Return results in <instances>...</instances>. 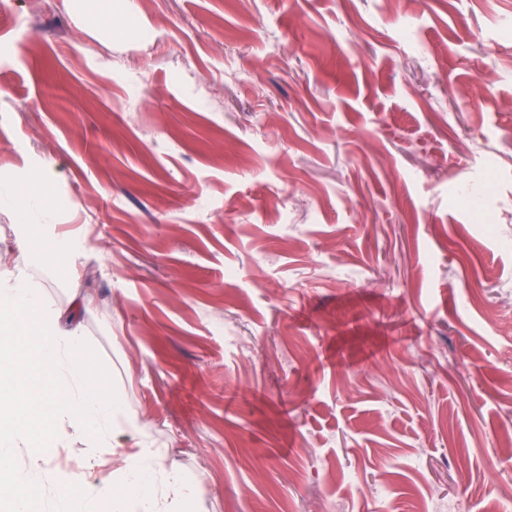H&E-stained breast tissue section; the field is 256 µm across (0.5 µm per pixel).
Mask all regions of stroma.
<instances>
[{
  "label": "stroma",
  "mask_w": 512,
  "mask_h": 512,
  "mask_svg": "<svg viewBox=\"0 0 512 512\" xmlns=\"http://www.w3.org/2000/svg\"><path fill=\"white\" fill-rule=\"evenodd\" d=\"M0 0V175L48 171L94 372L193 512H512V0ZM46 440L111 478L131 436ZM77 7L85 20L96 28L104 29L112 37V13L124 14L122 1L79 0Z\"/></svg>",
  "instance_id": "1"
}]
</instances>
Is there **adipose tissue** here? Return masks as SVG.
<instances>
[{
  "label": "adipose tissue",
  "mask_w": 512,
  "mask_h": 512,
  "mask_svg": "<svg viewBox=\"0 0 512 512\" xmlns=\"http://www.w3.org/2000/svg\"><path fill=\"white\" fill-rule=\"evenodd\" d=\"M36 191L18 196L10 180L0 178V211L14 215L22 242L46 265H70L75 240L61 237L47 221L50 178L30 173ZM86 303L72 297L67 309L49 302L42 284L22 268L0 269V512H29L36 489L34 471L45 453L41 430L56 437L80 436L92 447H116L114 427L124 421L138 430L111 393L93 375L89 349L77 320ZM27 449L30 466L13 464V451ZM198 496L197 484L166 467L148 448L129 457L113 490L90 483H65L58 491L57 512H187Z\"/></svg>",
  "instance_id": "ef3b65f1"
}]
</instances>
